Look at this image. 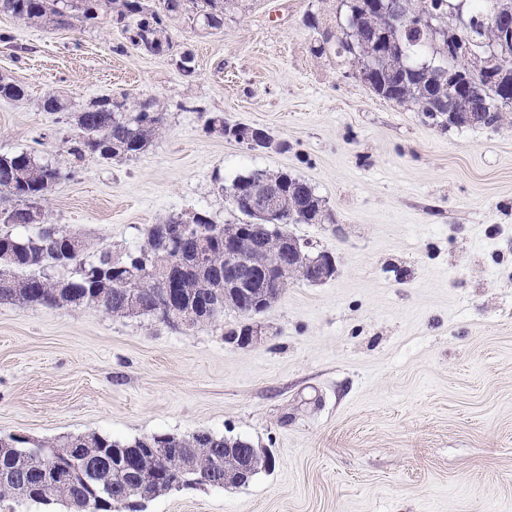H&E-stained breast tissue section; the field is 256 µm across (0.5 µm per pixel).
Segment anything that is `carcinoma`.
<instances>
[{"instance_id": "1", "label": "carcinoma", "mask_w": 512, "mask_h": 512, "mask_svg": "<svg viewBox=\"0 0 512 512\" xmlns=\"http://www.w3.org/2000/svg\"><path fill=\"white\" fill-rule=\"evenodd\" d=\"M233 0H0V13L30 25L59 28L70 24L76 17L89 25L105 19L119 30L135 48L147 53L154 49L161 52L164 45L172 44L169 23L177 17L192 20L203 19L210 27H224V15ZM390 0H340L337 10H345V22L330 25L321 11H310L305 24L315 30L320 39L312 52L321 57L328 52L346 56L352 66L363 69L371 63L370 52L361 36L386 35L392 39L387 58L374 62V70L368 75V85L380 98L413 103L421 118L432 125L448 128L453 125L442 101L448 98V69L453 62L445 54L443 43L433 36L432 28L449 32L458 40L473 46L483 55L492 54L500 41L499 28L490 21L494 11L512 13V0H485V6L475 7V0H403L400 10L389 7ZM480 95L476 98L485 114L484 125L494 124L506 112H512L501 102L505 94L512 93V70L506 75L485 76L480 79ZM0 97L19 101L25 97V89L15 82L0 80ZM110 99L102 96L71 110V102L64 97L49 95L43 99V108L50 112L70 115L78 138L68 149V154L80 160L86 154H94L108 161L115 154L133 157L143 152L156 139L165 124V113L152 98L125 102L122 112H115ZM211 132L236 139L239 125L229 124L224 115L214 113L206 121ZM64 175L62 168L50 161L38 158L34 152L0 154V222L6 225L26 227L43 225L44 214L37 207L53 190ZM266 183H274L280 189L279 206L288 214V223L306 224L308 213H326L325 200L306 181L286 172L269 173L254 170L236 176L228 185L221 186L228 197L238 191H248ZM237 211L246 221L236 224H217L205 212L199 213L197 226L207 232L208 244L202 250V262H195L198 249L195 233L183 242L182 252L191 262V270L181 273L178 296L181 303L166 322L175 323L188 319L189 309L201 297L219 304L223 315L230 309L243 315V306L224 298V239H229L243 252L249 251L246 240H260L265 247L263 259L272 260L279 246L281 235L288 234L285 226H277L271 232L270 223L241 206ZM53 233L42 230L32 236L19 237L0 230V253H12L15 260L6 277H0V299L31 306L80 308L94 306L117 317L133 315L128 308L129 289L146 272V262L158 249L153 234H148L144 244L129 247L115 255L112 246L95 239L81 237L82 250L71 263L75 275L68 278L75 291L60 286V279L42 274L44 267L55 263L64 241L76 236V232L58 224L50 225ZM161 285L143 289L137 296L142 304L141 315L155 317V296ZM87 453L79 471L91 472L102 481H110L112 499H96L81 477L57 488L42 498V465L21 454L13 436L0 438V472L13 469L17 479L33 488L38 497L35 503H62L68 512H112L111 504L125 501L124 488L137 477V472L152 464L147 457L135 461L126 470L112 469V455L126 448H142L145 444H173L198 458L200 472L188 476L197 485H213L216 475L211 473L213 460L224 454V437L210 432L191 436L164 434L143 436L132 441H117L98 434L84 436Z\"/></svg>"}]
</instances>
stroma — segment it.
<instances>
[{
    "label": "stroma",
    "mask_w": 512,
    "mask_h": 512,
    "mask_svg": "<svg viewBox=\"0 0 512 512\" xmlns=\"http://www.w3.org/2000/svg\"><path fill=\"white\" fill-rule=\"evenodd\" d=\"M337 0H238L220 30L170 23L173 55L109 23L43 30L0 14V153L74 166L45 220L114 246L171 216L237 222L222 187L252 170L308 181L330 221L293 224L335 274L296 280L256 320L260 340L86 306L0 301V436L120 441L198 431L239 437L274 463L241 486L176 488L142 512H512V112L495 127L424 123L378 98L347 59L317 57L304 15ZM157 99L149 149L74 161L78 134L44 96ZM265 129L253 151L205 129L209 113Z\"/></svg>",
    "instance_id": "stroma-1"
}]
</instances>
